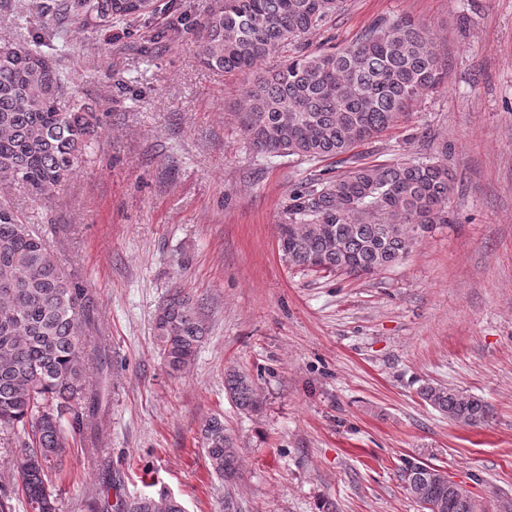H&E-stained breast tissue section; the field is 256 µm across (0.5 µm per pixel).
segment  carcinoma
<instances>
[{"mask_svg":"<svg viewBox=\"0 0 512 512\" xmlns=\"http://www.w3.org/2000/svg\"><path fill=\"white\" fill-rule=\"evenodd\" d=\"M126 0H34L51 29L34 43L0 45V184H18L35 200L66 185L92 143L100 118L80 106L63 110L69 73L55 56L67 29L146 15ZM343 0H214L192 29L206 68L249 74L240 125L253 149L323 161L351 153L396 125L421 96L445 82L447 70L427 29L403 14L374 23L353 42L299 53L269 69L268 56L340 10ZM454 178L434 159L369 163L361 159L336 178H317L288 197L278 247L288 265L349 276L372 275L406 258L434 224L449 222ZM87 289L67 276L44 236L0 199V432L10 449L17 494L29 512H60L54 484L58 460L86 427ZM152 332L173 374L192 366L208 335L201 306L181 288L156 309ZM224 389L236 407L256 412V384L239 372ZM423 400L452 421L488 422L478 397L443 386L421 389ZM209 470L232 483L238 474L224 416L201 427ZM423 467L405 464L406 491L417 504L444 500L441 512H475L448 498V479L426 483ZM121 512H186L163 492L122 504Z\"/></svg>","mask_w":512,"mask_h":512,"instance_id":"cac0c4a2","label":"carcinoma"}]
</instances>
